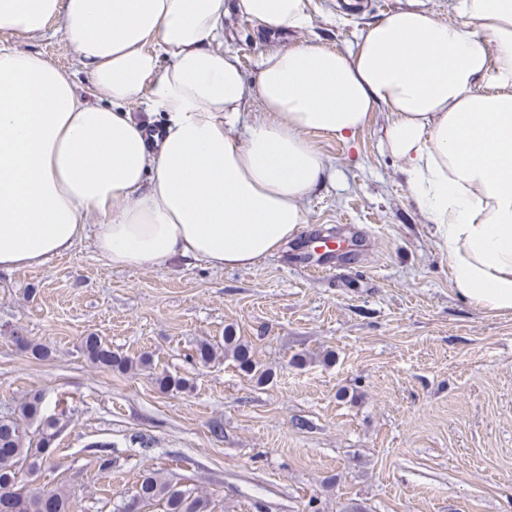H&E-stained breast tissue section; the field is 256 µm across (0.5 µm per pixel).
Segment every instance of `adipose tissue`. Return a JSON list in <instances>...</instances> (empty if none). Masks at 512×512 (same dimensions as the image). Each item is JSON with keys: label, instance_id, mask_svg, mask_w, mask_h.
I'll list each match as a JSON object with an SVG mask.
<instances>
[{"label": "adipose tissue", "instance_id": "1", "mask_svg": "<svg viewBox=\"0 0 512 512\" xmlns=\"http://www.w3.org/2000/svg\"><path fill=\"white\" fill-rule=\"evenodd\" d=\"M230 9L277 33L311 21L309 0H0L1 33L58 24L91 89L0 46V271L87 239L117 270L252 269L301 232L302 202L326 181L310 133L352 139L382 106L384 147L457 295L512 313V96L476 91L489 75L512 84V0H451L448 24L397 11L347 52L285 47L260 56L251 84L215 46ZM144 99L160 126L125 111Z\"/></svg>", "mask_w": 512, "mask_h": 512}]
</instances>
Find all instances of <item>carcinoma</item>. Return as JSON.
<instances>
[{"label": "carcinoma", "mask_w": 512, "mask_h": 512, "mask_svg": "<svg viewBox=\"0 0 512 512\" xmlns=\"http://www.w3.org/2000/svg\"><path fill=\"white\" fill-rule=\"evenodd\" d=\"M13 340L21 350L34 356L46 354L44 345L26 336L17 335ZM81 349L92 363L121 373L145 364L142 358L135 361L113 352L108 344L92 334L82 339ZM217 352L215 345L202 341L189 358L207 364L216 358ZM224 354L232 357L240 371L257 378V382L267 379L266 371L260 369L254 358L251 345L232 332L224 334ZM42 405V393L33 391L12 414L0 417V512H73L70 497L64 491H36L22 482V470L32 473L51 460L47 447L53 434L45 433L35 443L21 428V422L40 415ZM154 502L163 503L164 512H212L207 496L191 488H177L153 473L143 477L135 494L120 506V512H139Z\"/></svg>", "instance_id": "cac0c4a2"}]
</instances>
